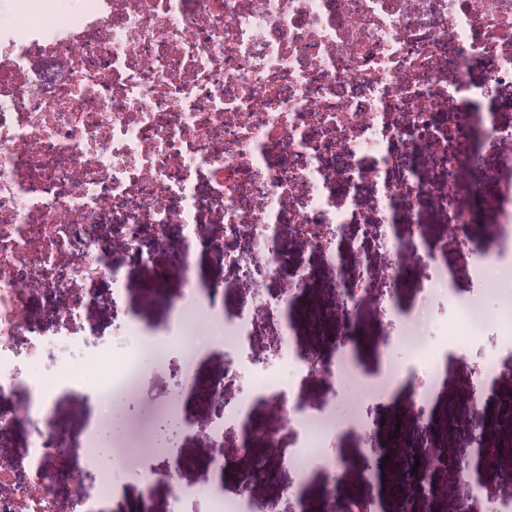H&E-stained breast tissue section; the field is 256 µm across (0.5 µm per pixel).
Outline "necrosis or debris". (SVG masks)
Wrapping results in <instances>:
<instances>
[{"label": "necrosis or debris", "instance_id": "obj_1", "mask_svg": "<svg viewBox=\"0 0 512 512\" xmlns=\"http://www.w3.org/2000/svg\"><path fill=\"white\" fill-rule=\"evenodd\" d=\"M500 112H512V0H0V439L25 442L0 453V512H100L112 476L88 483L60 465L95 443L75 438L56 397L92 396L108 418L155 347L179 353L216 408L186 427L205 437L219 481L176 486L168 512L188 499L279 512L260 493L276 485L307 512L308 476L351 463L337 439L393 429L407 387L416 420L390 451L406 470L395 512H436L438 472L466 491L456 512H512V394L498 387L512 353V196L475 223L460 177L481 141L512 147ZM433 206L478 257L483 287L469 298L448 286L447 238L423 224ZM170 246L175 293L154 263ZM115 253L147 268L166 321L126 315ZM372 254L388 262L369 279ZM202 255L244 293L234 320L219 307L223 283L200 284ZM312 255L336 272L315 301ZM402 281L419 284L408 305ZM368 299L387 331L377 369L360 371ZM99 307L106 336L88 323ZM198 322L210 335L191 337ZM216 353L223 373L198 383L196 358ZM451 359L467 368L468 410L448 405L439 421L430 405ZM79 366L95 372L94 391ZM312 380L321 401L295 400L292 386ZM353 384L386 414L339 418Z\"/></svg>", "mask_w": 512, "mask_h": 512}]
</instances>
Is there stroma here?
<instances>
[{"instance_id": "35a3bbf8", "label": "stroma", "mask_w": 512, "mask_h": 512, "mask_svg": "<svg viewBox=\"0 0 512 512\" xmlns=\"http://www.w3.org/2000/svg\"><path fill=\"white\" fill-rule=\"evenodd\" d=\"M474 158L475 165L467 170L469 201L476 216L480 217L484 214L482 183L487 180L512 182V164H499L481 150L475 153ZM141 365L146 378L128 384L120 394L121 407L114 413L112 425H104L100 420L92 421V403L64 395L57 398L59 413L68 417L75 429H82L90 422L98 433L97 468L112 471L116 488L104 512H129L140 497L142 480L147 474L154 475L156 479L152 512H168L172 484H202L212 479L210 450L200 436L188 434L181 428L168 443L159 434L163 423L176 420L175 405H184L191 415L201 418L211 415V408L201 397L190 393L177 359L166 350L142 352ZM388 442L389 436L385 433L367 436L353 431L343 434L338 446L353 456V469L336 476L321 472L315 474L306 489L307 498L318 497L323 484L332 481L343 488L358 486L361 474L375 470L381 472L383 478L367 486L366 491L383 499L384 512H395L389 492L392 483L401 480L402 474L380 454L381 446ZM133 448L138 451L137 465L132 468L115 467V460L125 457Z\"/></svg>"}]
</instances>
